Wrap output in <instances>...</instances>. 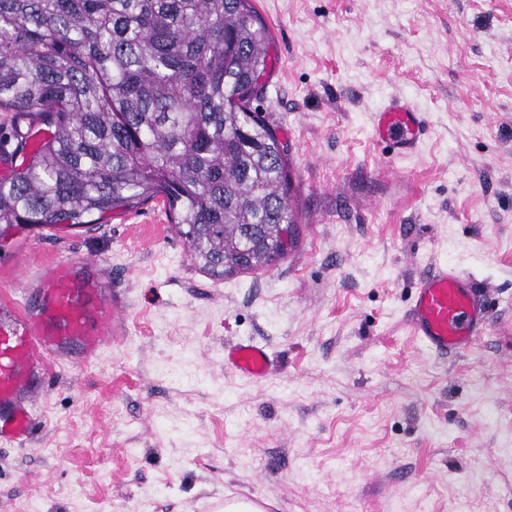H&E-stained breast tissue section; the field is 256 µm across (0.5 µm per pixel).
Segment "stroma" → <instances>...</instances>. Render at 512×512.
<instances>
[{
	"label": "stroma",
	"instance_id": "obj_1",
	"mask_svg": "<svg viewBox=\"0 0 512 512\" xmlns=\"http://www.w3.org/2000/svg\"><path fill=\"white\" fill-rule=\"evenodd\" d=\"M272 69L250 101L288 146L297 240L272 267L201 272L154 199L103 224L12 230L18 269L98 261L125 334L63 364L41 424L0 444V512H512V0H253ZM429 129L386 161L371 114ZM452 258L495 304L469 351L415 342L422 270ZM264 346L259 382L224 367ZM426 130L424 113L401 94L389 96L372 114V138L390 159L415 153ZM224 365L248 380L260 381L271 372V360L263 346L250 340L224 350Z\"/></svg>",
	"mask_w": 512,
	"mask_h": 512
}]
</instances>
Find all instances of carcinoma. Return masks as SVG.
<instances>
[{
    "mask_svg": "<svg viewBox=\"0 0 512 512\" xmlns=\"http://www.w3.org/2000/svg\"><path fill=\"white\" fill-rule=\"evenodd\" d=\"M272 42L251 0H0V110L46 127L0 178V235L159 199L218 279L283 257L287 146L252 97Z\"/></svg>",
    "mask_w": 512,
    "mask_h": 512,
    "instance_id": "carcinoma-1",
    "label": "carcinoma"
}]
</instances>
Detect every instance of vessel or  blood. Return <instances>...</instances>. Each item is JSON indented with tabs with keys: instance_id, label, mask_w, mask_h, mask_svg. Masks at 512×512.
I'll use <instances>...</instances> for the list:
<instances>
[{
	"instance_id": "obj_1",
	"label": "vessel or blood",
	"mask_w": 512,
	"mask_h": 512,
	"mask_svg": "<svg viewBox=\"0 0 512 512\" xmlns=\"http://www.w3.org/2000/svg\"><path fill=\"white\" fill-rule=\"evenodd\" d=\"M426 130L424 113L401 94L372 114V138L391 159L415 153ZM409 307L413 335L439 355L470 350L492 318L475 281L451 260L421 275ZM122 330L96 262L60 256L21 268L17 288L0 299V442L20 444L32 433L51 363L95 361ZM224 364L253 381L271 372L266 349L249 340L225 349Z\"/></svg>"
}]
</instances>
